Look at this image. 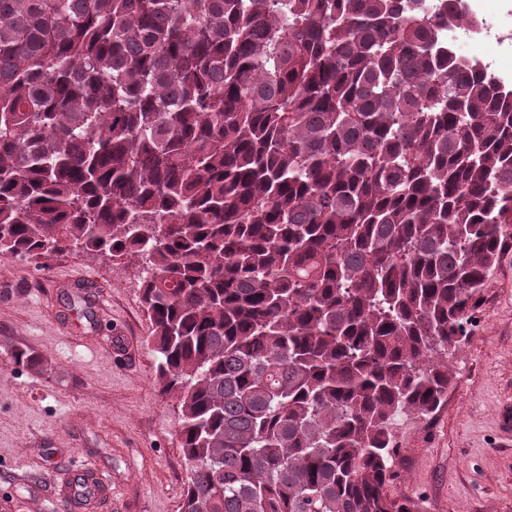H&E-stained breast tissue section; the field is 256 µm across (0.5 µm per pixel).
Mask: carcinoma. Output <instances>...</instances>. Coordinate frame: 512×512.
<instances>
[{
    "label": "carcinoma",
    "instance_id": "1",
    "mask_svg": "<svg viewBox=\"0 0 512 512\" xmlns=\"http://www.w3.org/2000/svg\"><path fill=\"white\" fill-rule=\"evenodd\" d=\"M425 0H0V255L142 269L181 512H418L512 224V99Z\"/></svg>",
    "mask_w": 512,
    "mask_h": 512
}]
</instances>
